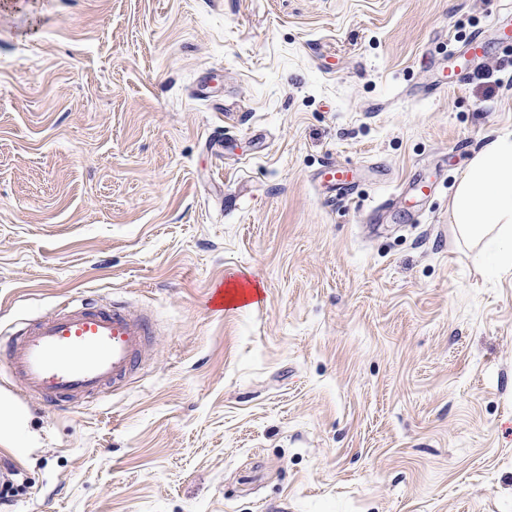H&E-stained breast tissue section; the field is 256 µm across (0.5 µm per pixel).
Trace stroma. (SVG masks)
<instances>
[{
  "mask_svg": "<svg viewBox=\"0 0 512 512\" xmlns=\"http://www.w3.org/2000/svg\"><path fill=\"white\" fill-rule=\"evenodd\" d=\"M512 0H0V333L159 325L65 413L0 368V512H512V279L448 219ZM483 35L428 99L423 52ZM352 170L345 199L320 179ZM254 303L212 311L216 284Z\"/></svg>",
  "mask_w": 512,
  "mask_h": 512,
  "instance_id": "1",
  "label": "stroma"
}]
</instances>
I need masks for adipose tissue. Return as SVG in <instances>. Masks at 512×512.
<instances>
[{
  "mask_svg": "<svg viewBox=\"0 0 512 512\" xmlns=\"http://www.w3.org/2000/svg\"><path fill=\"white\" fill-rule=\"evenodd\" d=\"M448 214L480 267L512 272V132L496 135L473 156Z\"/></svg>",
  "mask_w": 512,
  "mask_h": 512,
  "instance_id": "ef3b65f1",
  "label": "adipose tissue"
}]
</instances>
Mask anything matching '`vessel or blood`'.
Here are the masks:
<instances>
[{
  "label": "vessel or blood",
  "mask_w": 512,
  "mask_h": 512,
  "mask_svg": "<svg viewBox=\"0 0 512 512\" xmlns=\"http://www.w3.org/2000/svg\"><path fill=\"white\" fill-rule=\"evenodd\" d=\"M152 323L122 301L73 300L0 340V365L47 408L127 383L151 354Z\"/></svg>",
  "instance_id": "obj_1"
}]
</instances>
